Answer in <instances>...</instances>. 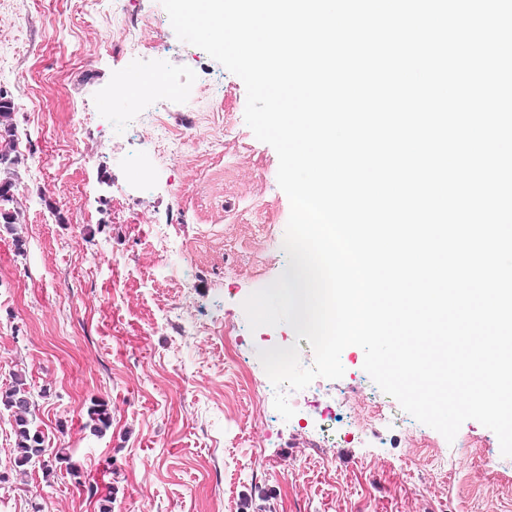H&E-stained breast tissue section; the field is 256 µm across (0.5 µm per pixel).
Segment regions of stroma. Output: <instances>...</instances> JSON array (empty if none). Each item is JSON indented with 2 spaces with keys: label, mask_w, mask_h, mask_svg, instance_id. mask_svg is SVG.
Returning a JSON list of instances; mask_svg holds the SVG:
<instances>
[{
  "label": "stroma",
  "mask_w": 512,
  "mask_h": 512,
  "mask_svg": "<svg viewBox=\"0 0 512 512\" xmlns=\"http://www.w3.org/2000/svg\"><path fill=\"white\" fill-rule=\"evenodd\" d=\"M167 19L161 0H0L25 239L16 252L0 227V388L24 372L46 447L82 470L13 471L0 408V512H98L89 480L111 484L112 512H512L495 433L460 428L497 452L492 474L376 386L359 347L291 419L261 400L260 351L295 344L314 362L289 325L250 329L243 308L287 265L290 201L242 80ZM356 387L395 423L331 443L325 409ZM94 398L112 409L100 436ZM90 431L95 435H102L112 426V410L108 402L102 399H91L87 408Z\"/></svg>",
  "instance_id": "35a3bbf8"
}]
</instances>
